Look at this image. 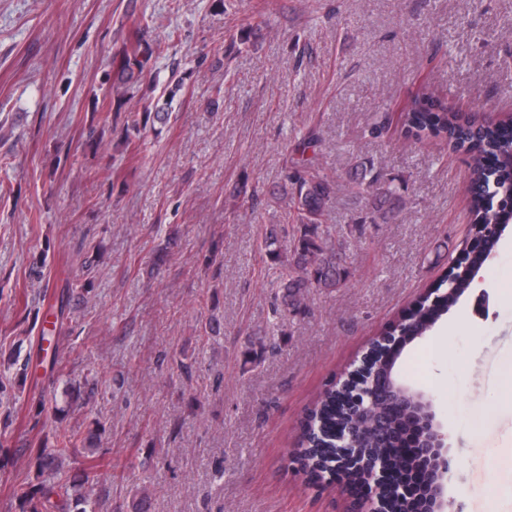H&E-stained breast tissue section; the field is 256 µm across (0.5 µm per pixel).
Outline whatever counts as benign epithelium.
<instances>
[{"label":"benign epithelium","instance_id":"obj_1","mask_svg":"<svg viewBox=\"0 0 512 512\" xmlns=\"http://www.w3.org/2000/svg\"><path fill=\"white\" fill-rule=\"evenodd\" d=\"M483 243L478 238H470L466 249L481 253L480 263L465 266L469 280H474L480 264L490 255L482 252ZM415 340L409 331L398 329L390 337L391 358L395 362L405 345ZM369 353H364L359 364L346 373L345 385L354 387V393L345 394L337 402L349 406L353 411L352 422L336 429L334 444L336 462L331 467L348 473L358 472L359 478L354 484L365 487L370 492L361 512H385V505L392 498L403 500L402 487L391 482L393 470L384 467L375 456L360 452L363 422L368 420L377 429L391 427L396 418H408L416 428L426 432L427 440L421 442L418 453L429 467L437 471L435 480L427 498L421 500V509L425 512H446L452 506L448 500L445 479L450 468L448 459V435L437 420L430 396L413 391L400 381L392 369L376 374L366 369Z\"/></svg>","mask_w":512,"mask_h":512}]
</instances>
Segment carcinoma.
I'll return each instance as SVG.
<instances>
[{"label":"carcinoma","instance_id":"obj_1","mask_svg":"<svg viewBox=\"0 0 512 512\" xmlns=\"http://www.w3.org/2000/svg\"><path fill=\"white\" fill-rule=\"evenodd\" d=\"M159 46L137 40L113 66L112 87L121 95L133 93L141 81L149 62ZM399 122L405 133L418 139H441L454 151L469 157L468 210L469 234H480L485 224H512V126L462 122L455 109L436 102L427 92L415 95L402 109ZM334 192L333 184L324 175L312 171L306 163L295 164L285 175L283 196L285 214L291 223L298 225L283 258L276 248L269 250V257L280 267L278 284L281 304L286 313L300 314L306 310L307 298L312 288H334L340 284L344 268L340 255L328 230L323 227L328 203ZM355 194L366 201L372 212V223L386 222L403 204V198L393 180L386 179L374 165L360 164L355 178ZM445 279L455 284L456 291H438L414 302L409 315L398 322L402 327L409 323L412 335L426 336L436 321L454 306L470 288V281L462 275V266L447 270ZM336 390H324L311 408L297 438V461L310 473H316L327 454L323 436L336 430L337 423H344L348 410L336 404ZM420 432L409 424L396 426L387 434H369L368 444L380 449V454L391 463L400 457L404 442L414 445ZM78 452L69 437L60 439L55 448L41 453V473L44 480L33 493L21 497L22 512H97L98 501L91 500L83 490L93 485L90 475L83 482L60 490L49 479L63 467L64 462Z\"/></svg>","mask_w":512,"mask_h":512}]
</instances>
